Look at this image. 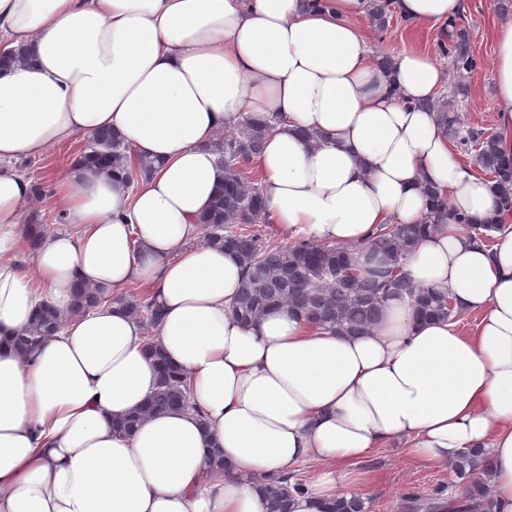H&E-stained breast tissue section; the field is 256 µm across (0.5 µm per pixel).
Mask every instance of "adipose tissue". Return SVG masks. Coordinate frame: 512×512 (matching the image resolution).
<instances>
[{
    "label": "adipose tissue",
    "mask_w": 512,
    "mask_h": 512,
    "mask_svg": "<svg viewBox=\"0 0 512 512\" xmlns=\"http://www.w3.org/2000/svg\"><path fill=\"white\" fill-rule=\"evenodd\" d=\"M369 4L0 0V46L29 52L0 69V512H264L257 477L305 461L331 468L292 512H327L369 484L357 463L400 439L424 464L486 450L493 512H512L511 215L490 248L442 225L404 267L477 314L465 336L417 318L405 293L360 336L312 330L285 307L243 324L232 310L241 264L194 241L224 182L212 144L252 112L285 117L256 167L287 236L358 245L377 225L420 223L428 184L471 219L496 216L489 182L456 160L427 107L444 68L406 52L383 69L368 45ZM396 9L434 25L462 0ZM494 73L498 148L512 157L511 17L495 31ZM105 128L161 167L132 191L121 172L71 163L56 186L66 228L27 272L8 258L33 199L17 160ZM135 280L163 311L158 343L188 376L192 406L121 436L113 421L157 383L143 327L118 301ZM76 282L106 302L72 314ZM43 300L60 328L27 353L6 345Z\"/></svg>",
    "instance_id": "1"
}]
</instances>
